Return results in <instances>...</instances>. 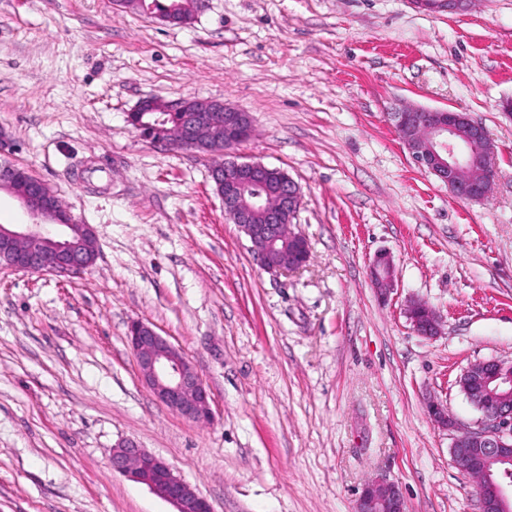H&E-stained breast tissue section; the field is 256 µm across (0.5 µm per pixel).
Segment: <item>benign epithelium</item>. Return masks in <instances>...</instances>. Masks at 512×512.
Instances as JSON below:
<instances>
[{"mask_svg":"<svg viewBox=\"0 0 512 512\" xmlns=\"http://www.w3.org/2000/svg\"><path fill=\"white\" fill-rule=\"evenodd\" d=\"M428 10L455 12L464 0H414ZM154 101L143 100L127 116L134 128L145 127L143 116L153 111ZM398 132L405 135L403 145L411 159L437 177L453 197L478 202L485 199L492 180L469 178L467 172L479 166L491 168L495 145L485 127L468 114L450 109L407 107L392 115ZM211 128V138L224 141V150L232 149L251 131V116L222 102L198 100L184 109L181 143L197 150V135ZM20 167L0 166V188H9L25 180ZM216 193L224 203V212L235 221L250 242L253 259L264 269L276 272L292 269L291 260H271L275 244L288 239L293 254L309 249L307 239L282 223L288 213L302 204L299 186L280 176L278 168L261 162H239L234 158L211 169ZM277 185V202L262 194L254 195L249 206L242 203L243 190ZM17 200L30 222L20 227L0 225V268L27 273L46 271L59 274L80 273L93 265L91 252L95 241L89 224L74 223L58 197L43 189L38 181L27 184ZM259 212L265 223H250V213ZM371 284L378 297L386 301L393 288V258L382 249L370 264ZM407 320L420 336L434 337L440 331L436 312L414 299L405 309ZM127 341L138 364L142 380L156 399L169 410L188 420H205L210 415L208 393L203 381L182 352L151 325L136 320L130 323ZM478 387L466 393L481 413L477 427L453 437L451 454L455 465L473 476L478 485L482 512H512V361L488 359L470 365ZM430 418L440 427L452 429L455 423L444 405L432 402ZM112 470L129 480L143 484L160 499L172 504L176 512H212L209 501L177 475L162 457L127 440L112 449ZM355 512H406L399 485L387 479L366 482L356 500Z\"/></svg>","mask_w":512,"mask_h":512,"instance_id":"7a95c632","label":"benign epithelium"}]
</instances>
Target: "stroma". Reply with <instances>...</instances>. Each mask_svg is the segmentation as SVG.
Returning a JSON list of instances; mask_svg holds the SVG:
<instances>
[{
    "label": "stroma",
    "instance_id": "1",
    "mask_svg": "<svg viewBox=\"0 0 512 512\" xmlns=\"http://www.w3.org/2000/svg\"><path fill=\"white\" fill-rule=\"evenodd\" d=\"M249 112L236 154L301 187L310 258L270 273L224 214L214 157L142 139V100ZM512 0L455 14L413 0H208L189 26L112 0H0V130L97 259L70 276L0 270V512H174L112 471L133 440L213 512H354L370 479L408 512H481L454 464L479 412L458 380L512 360ZM466 112L496 146L490 195L452 197L392 120ZM389 250L395 290L369 277ZM419 299L442 320L418 335ZM151 324L198 371L194 422L143 383L126 342ZM456 423L438 427L430 400ZM405 314L413 330L421 336L434 337L440 331L439 318L436 312L423 303L414 299L406 305Z\"/></svg>",
    "mask_w": 512,
    "mask_h": 512
}]
</instances>
